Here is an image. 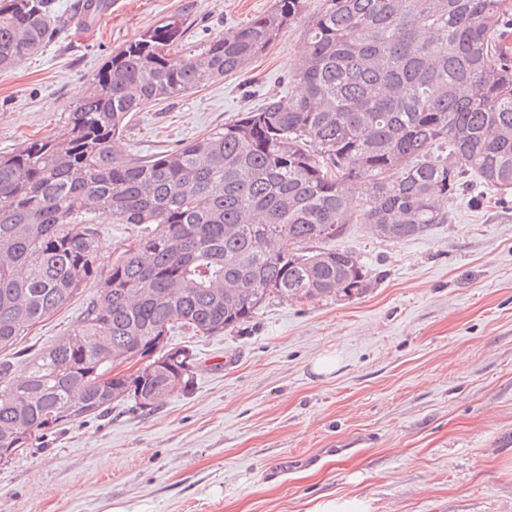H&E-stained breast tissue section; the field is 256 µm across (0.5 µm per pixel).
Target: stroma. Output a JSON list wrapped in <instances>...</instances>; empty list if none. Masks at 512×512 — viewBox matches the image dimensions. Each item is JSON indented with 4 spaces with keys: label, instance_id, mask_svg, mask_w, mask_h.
Returning a JSON list of instances; mask_svg holds the SVG:
<instances>
[{
    "label": "stroma",
    "instance_id": "stroma-1",
    "mask_svg": "<svg viewBox=\"0 0 512 512\" xmlns=\"http://www.w3.org/2000/svg\"><path fill=\"white\" fill-rule=\"evenodd\" d=\"M55 0L50 46L0 73V152L62 126L84 82L127 42L185 15L199 47L274 0H115L94 30ZM294 24L240 72L130 120L122 152L151 157L291 92ZM449 198L450 223L388 241L350 224L328 246L355 251L358 297H274L217 336L175 329L193 385L146 413L132 403L68 424L0 466V512H311L359 496L370 512H512V195ZM83 297L20 343L70 331ZM330 356L336 367L314 369Z\"/></svg>",
    "mask_w": 512,
    "mask_h": 512
}]
</instances>
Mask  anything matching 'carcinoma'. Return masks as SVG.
I'll return each mask as SVG.
<instances>
[{"label":"carcinoma","instance_id":"carcinoma-1","mask_svg":"<svg viewBox=\"0 0 512 512\" xmlns=\"http://www.w3.org/2000/svg\"><path fill=\"white\" fill-rule=\"evenodd\" d=\"M304 0L186 45L174 14L112 53L54 134L0 153V351L96 277L101 224L136 233L77 325L15 378L0 361V453L12 461L73 422L131 401L153 411L194 382L152 358L176 327L218 336L271 297H355L370 284L348 224L423 236L477 181L512 192V0H323L305 20L296 92L158 156L115 147L135 112L240 71ZM53 0H0V70L45 49ZM145 360L140 373L113 362Z\"/></svg>","mask_w":512,"mask_h":512}]
</instances>
